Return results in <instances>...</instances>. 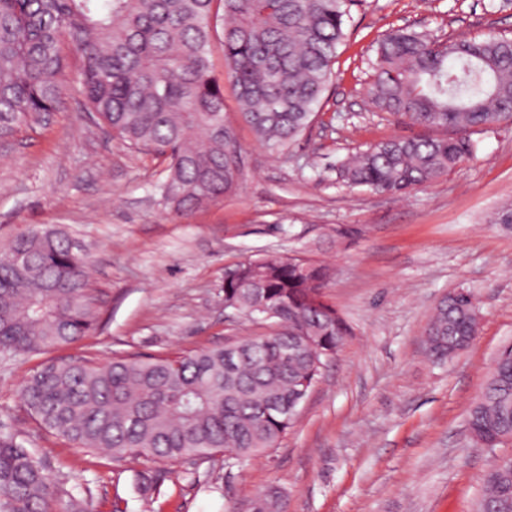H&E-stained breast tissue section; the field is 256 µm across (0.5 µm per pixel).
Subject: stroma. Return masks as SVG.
<instances>
[{"mask_svg": "<svg viewBox=\"0 0 512 512\" xmlns=\"http://www.w3.org/2000/svg\"><path fill=\"white\" fill-rule=\"evenodd\" d=\"M350 15L333 83L299 141L262 146L225 87L224 117L244 156L239 187L189 215L158 203L164 158L113 138L76 89L40 123L0 138V247L30 228L61 226L86 250L100 291L87 336L0 354V430L43 457L54 481L48 512H254L272 488L288 512H477L486 471L512 458L511 444L483 447L467 424L496 354L512 343V231L489 221L512 203V123L473 132V159L401 197L348 188L334 171L383 139L449 134L371 104L383 33L512 38V4L357 0ZM264 254L328 265L325 298L351 328L276 448L231 467L220 455L168 464L147 499L137 474L155 462L118 463L41 428L21 390L48 362L182 354L274 332L224 307L225 268ZM458 290L477 300L478 334L438 364L426 352L427 326Z\"/></svg>", "mask_w": 512, "mask_h": 512, "instance_id": "obj_1", "label": "stroma"}]
</instances>
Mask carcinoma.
Returning <instances> with one entry per match:
<instances>
[{"label": "carcinoma", "mask_w": 512, "mask_h": 512, "mask_svg": "<svg viewBox=\"0 0 512 512\" xmlns=\"http://www.w3.org/2000/svg\"><path fill=\"white\" fill-rule=\"evenodd\" d=\"M352 0H0V135L53 112L70 84L87 112L128 147L168 160L158 202L178 216L237 190L242 147L224 120V86L211 44L222 29L225 75L241 121L274 150L315 120L349 38ZM367 94L381 112L432 127L446 139L394 137L336 163L349 188L404 194L474 156L469 131L512 119V39L439 40L410 28L376 41ZM490 223L512 230V205ZM330 269L264 255L224 273V303L282 327L234 350L178 356L116 354L51 362L22 388L48 432L120 462L209 459L238 463L295 425L288 413L311 390L350 328L323 295ZM477 306L462 291L432 316L429 356L448 359L473 342ZM90 263L59 227H36L0 248V352L30 354L94 330ZM472 437L495 448L512 437V345L468 417ZM53 481L40 458L0 431V512H44ZM255 512H284L272 489ZM479 512H512V459L484 479Z\"/></svg>", "instance_id": "1"}]
</instances>
